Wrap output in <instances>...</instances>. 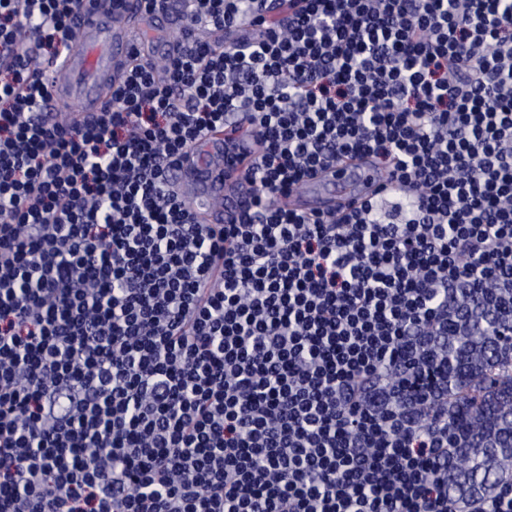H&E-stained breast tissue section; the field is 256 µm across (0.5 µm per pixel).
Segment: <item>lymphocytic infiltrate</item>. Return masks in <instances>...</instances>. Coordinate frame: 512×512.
I'll return each mask as SVG.
<instances>
[{
  "instance_id": "obj_1",
  "label": "lymphocytic infiltrate",
  "mask_w": 512,
  "mask_h": 512,
  "mask_svg": "<svg viewBox=\"0 0 512 512\" xmlns=\"http://www.w3.org/2000/svg\"><path fill=\"white\" fill-rule=\"evenodd\" d=\"M0 0V512H512V0H188L79 124ZM251 135L227 224L173 184ZM362 161L333 215L286 199Z\"/></svg>"
}]
</instances>
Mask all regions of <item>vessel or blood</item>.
Returning a JSON list of instances; mask_svg holds the SVG:
<instances>
[{"instance_id": "obj_1", "label": "vessel or blood", "mask_w": 512, "mask_h": 512, "mask_svg": "<svg viewBox=\"0 0 512 512\" xmlns=\"http://www.w3.org/2000/svg\"><path fill=\"white\" fill-rule=\"evenodd\" d=\"M181 22V7L176 0L150 13L141 9L138 0H94L76 20L77 46L52 66L56 75L52 101L55 111L72 122L100 111L108 87L121 80L137 52L139 39L157 31L159 41L150 51V58L170 55L174 43L168 33ZM255 153L252 139L228 148L223 134H211L183 164L176 183L179 197L208 223L230 221L239 214L245 200V182L232 161L253 158ZM288 203L304 213L329 214L336 211L341 199L332 192L314 196L305 191L290 196Z\"/></svg>"}]
</instances>
